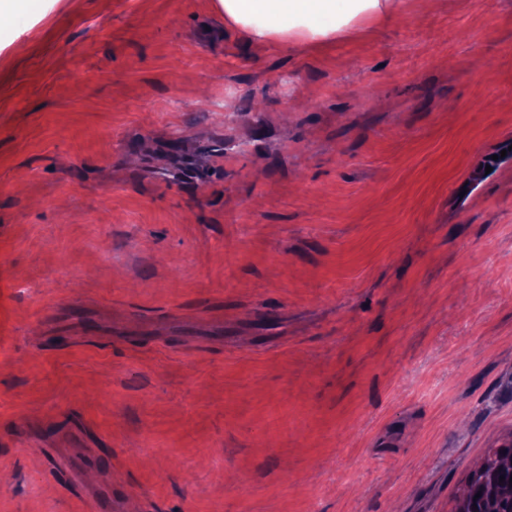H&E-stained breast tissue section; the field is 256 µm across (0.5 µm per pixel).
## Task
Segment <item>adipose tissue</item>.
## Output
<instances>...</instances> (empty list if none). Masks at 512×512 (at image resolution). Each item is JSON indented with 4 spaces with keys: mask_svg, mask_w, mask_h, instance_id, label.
Returning <instances> with one entry per match:
<instances>
[{
    "mask_svg": "<svg viewBox=\"0 0 512 512\" xmlns=\"http://www.w3.org/2000/svg\"><path fill=\"white\" fill-rule=\"evenodd\" d=\"M224 21L253 44L285 47L304 41L319 47L360 19L380 22L399 9L397 0H219Z\"/></svg>",
    "mask_w": 512,
    "mask_h": 512,
    "instance_id": "1",
    "label": "adipose tissue"
}]
</instances>
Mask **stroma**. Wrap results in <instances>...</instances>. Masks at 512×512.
Segmentation results:
<instances>
[{"instance_id": "35a3bbf8", "label": "stroma", "mask_w": 512, "mask_h": 512, "mask_svg": "<svg viewBox=\"0 0 512 512\" xmlns=\"http://www.w3.org/2000/svg\"><path fill=\"white\" fill-rule=\"evenodd\" d=\"M510 439L512 0L0 16V512H454ZM224 22L252 44L311 48L335 40L359 19L381 22L399 9L396 0H219Z\"/></svg>"}]
</instances>
